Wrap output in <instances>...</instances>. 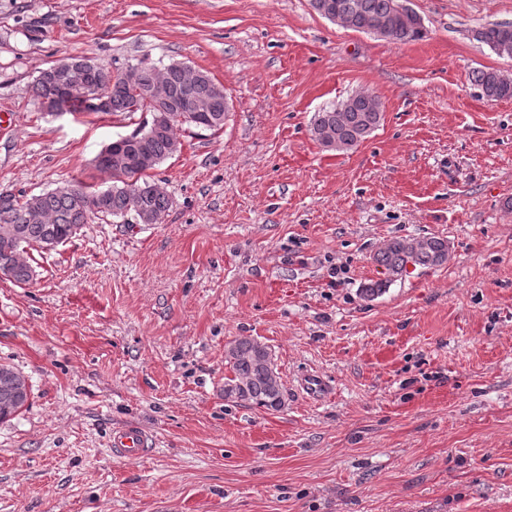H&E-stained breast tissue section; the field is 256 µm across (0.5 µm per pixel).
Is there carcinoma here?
<instances>
[{"mask_svg":"<svg viewBox=\"0 0 512 512\" xmlns=\"http://www.w3.org/2000/svg\"><path fill=\"white\" fill-rule=\"evenodd\" d=\"M332 4L340 26L358 32H371L375 23L386 19L390 32L386 38L396 42L416 41L423 37L421 18L400 0H310L312 9L322 14L323 6ZM475 38L497 51L503 44L512 45L511 23H490L475 30ZM86 56L68 57L50 64L39 72L31 86L32 98L48 116L65 112H86L77 95L62 94V85L79 76L95 87H109L108 112L132 115L149 112L151 121L137 127L130 135L113 141L95 157V167L110 174L112 185L96 189L79 180L65 183L50 191L29 197L0 192V278L27 285L36 277L33 252L45 253L75 237L94 219L131 217L138 224H161L172 206L165 191L150 179V171L181 149L177 136L180 127L220 130L228 101L224 86L202 70L187 80L188 65L171 61L160 67L143 61L139 81L128 85L122 74L100 73L88 65ZM471 82L479 95L489 101L512 99V83L501 78L493 68L472 71ZM165 88L177 108L175 112H159L149 96L152 87ZM370 92H357L339 104L315 113L310 131L313 137L329 130L334 145L318 144L327 151H348L366 140L380 126L379 113L373 109ZM200 101L205 111L194 112L192 105ZM376 263L385 270L386 278L370 281L361 288L362 297L372 300L384 292L406 272L411 261L419 267L438 266L448 261V241L435 236L422 238L411 249L408 240L396 238L380 249ZM267 346L254 338L235 340L227 349L224 376V400L255 405L276 411L284 403V386L278 371L267 367ZM31 388L14 399L0 393V422L9 420L28 404Z\"/></svg>","mask_w":512,"mask_h":512,"instance_id":"cac0c4a2","label":"carcinoma"}]
</instances>
